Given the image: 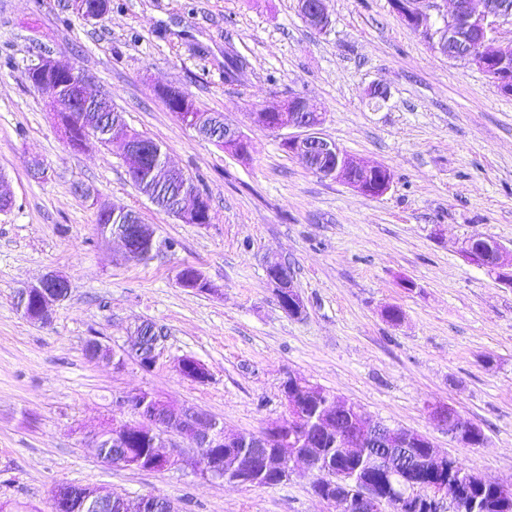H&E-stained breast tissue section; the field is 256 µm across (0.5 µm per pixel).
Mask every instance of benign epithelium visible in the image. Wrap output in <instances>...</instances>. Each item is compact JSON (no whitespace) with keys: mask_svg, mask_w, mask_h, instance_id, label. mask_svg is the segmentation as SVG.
I'll return each mask as SVG.
<instances>
[{"mask_svg":"<svg viewBox=\"0 0 512 512\" xmlns=\"http://www.w3.org/2000/svg\"><path fill=\"white\" fill-rule=\"evenodd\" d=\"M475 0H454L455 7L445 9L446 0H390L393 11L401 20L428 38L434 49L446 56L477 67L506 95H512V44H497V34L501 27L512 26V0H480L482 9L474 7ZM302 18L315 30L325 31L330 26V16L326 10L325 0H298ZM48 73L70 77L64 96L74 104L83 100L102 103L108 97L89 93V77L73 65H64L51 53L44 51L29 66L28 77L31 85L42 93L52 111L61 109L57 90L50 89L39 78ZM278 118L275 131H289L282 139V147L289 155L304 163H310L319 157L327 161L319 172L349 185L357 192L370 196L375 192L384 194L392 183L389 169L380 164L367 165L344 153L336 143L326 139L320 133L325 121L324 109L307 98L291 96L278 107L271 109ZM118 143L126 163L136 161L146 154L151 143L146 137L135 133L131 128L114 125L109 131L108 144ZM201 198L195 190L186 193L180 203L172 210L171 216L185 224L203 222ZM116 237L124 245V257L137 261L142 256L137 250L138 243L148 244V254L159 255L167 245L156 236L151 224H138L129 230H121ZM461 252L471 262L486 266V257L482 248L475 247V238L462 242ZM497 278L512 284V250L502 245L493 250ZM269 279L276 286L278 293L286 298L288 308L294 315L300 316L305 311L304 303L294 290L292 276L288 267L279 261L267 265ZM70 283L57 273H46L38 283L18 291L17 308L34 324L45 326L50 323L54 307L68 298ZM87 357L112 363L113 367L124 365V358H115L112 350L96 336L89 337L84 344ZM161 350V337H155L152 347L136 362L143 369H149L157 362ZM178 373L195 382H207L211 379L208 368L195 358L182 356L175 361ZM283 398L287 415L270 422L263 433L243 436L227 433L222 425L208 414L192 408H176L169 402L150 393L141 392L127 399L128 406H136V414L141 418L140 425L150 428L160 426V421L168 423L166 431L173 433L189 444L205 449L203 457L189 462L200 475L221 477L224 472V443H235L249 448H257V461L262 471L275 470L289 478L297 461L309 462L315 448L310 438L312 430H332L334 411L348 406V401L330 396L320 407L314 422H309L304 410L308 399H320L319 390L311 383L297 375L290 374L283 380ZM430 414L436 424L448 432V436L463 447L471 446L478 440L479 426L461 415L448 404L431 407ZM112 446L119 448L131 431V424L112 419L106 425ZM349 454H366L367 469L385 472L390 480V489L382 493L376 487L357 479L353 496L344 497L333 493L335 483L324 484L317 490L320 499L336 503L344 512H384L388 504L398 512H470L472 501L468 491L456 489L446 491L441 482L431 485L409 482L407 477L430 465L435 475H445L454 465L455 459L440 452L425 435L405 428L388 425L369 417L360 409H355V416L350 425L343 430H336ZM99 458L113 466L133 469L143 468L142 460L131 456ZM186 462L180 455L165 454L156 451L150 462L155 471L169 470ZM79 503L83 512H98L105 503L112 501V494L92 487L80 488Z\"/></svg>","mask_w":512,"mask_h":512,"instance_id":"1","label":"benign epithelium"}]
</instances>
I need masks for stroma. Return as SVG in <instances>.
Instances as JSON below:
<instances>
[{"label":"stroma","instance_id":"35a3bbf8","mask_svg":"<svg viewBox=\"0 0 512 512\" xmlns=\"http://www.w3.org/2000/svg\"><path fill=\"white\" fill-rule=\"evenodd\" d=\"M326 6L331 27L320 33L297 0H110L98 21L65 0H0V174L15 198L0 212V502L12 512H51L60 482L164 495L179 512H336L301 467L261 488L187 466H107L96 455L92 440L111 419L139 423L130 395L201 410L248 436L284 415L290 374L512 484V285L460 251L473 235L512 248V95L434 52L389 0ZM43 50L83 70L92 92L161 144L210 198V223L157 211L131 183L119 146H67L26 79ZM375 83L386 100L369 97ZM166 86L224 113L248 156L183 125L158 94ZM292 95L324 106L321 132L346 154L386 166L389 191L368 197L322 176L254 122ZM35 156L48 167L40 181L29 171ZM101 204L135 210L175 248L124 260L121 242L98 230ZM273 259L294 275L301 316L279 304L266 275ZM185 264L214 292L179 287ZM50 271L71 293L40 326L16 295ZM392 306L399 322L385 315ZM142 321L167 331L151 369L86 357L91 336L127 352ZM182 356L204 363L210 380L181 377L173 361ZM435 402L480 426L486 442L452 441L429 417Z\"/></svg>","mask_w":512,"mask_h":512}]
</instances>
